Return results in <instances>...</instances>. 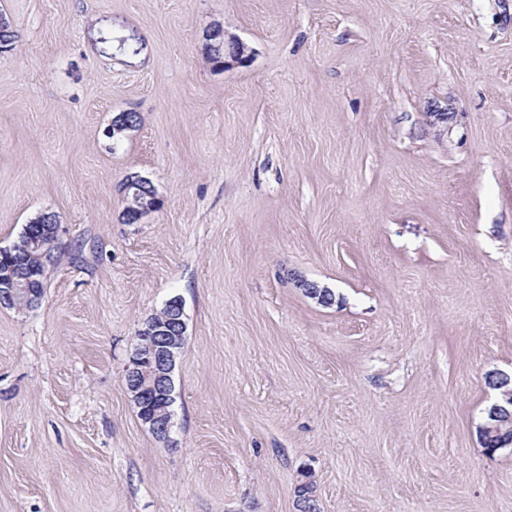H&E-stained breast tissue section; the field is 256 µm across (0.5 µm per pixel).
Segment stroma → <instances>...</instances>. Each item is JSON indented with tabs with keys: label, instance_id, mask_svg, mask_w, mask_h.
Here are the masks:
<instances>
[{
	"label": "stroma",
	"instance_id": "1",
	"mask_svg": "<svg viewBox=\"0 0 512 512\" xmlns=\"http://www.w3.org/2000/svg\"><path fill=\"white\" fill-rule=\"evenodd\" d=\"M0 14V247L60 226L39 304L0 307V512H512L479 438L512 373V0ZM134 175L160 206L130 224ZM175 298L165 443L124 373Z\"/></svg>",
	"mask_w": 512,
	"mask_h": 512
}]
</instances>
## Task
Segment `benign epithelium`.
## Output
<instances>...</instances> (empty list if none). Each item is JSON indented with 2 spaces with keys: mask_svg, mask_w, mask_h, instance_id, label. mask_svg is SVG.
<instances>
[{
  "mask_svg": "<svg viewBox=\"0 0 512 512\" xmlns=\"http://www.w3.org/2000/svg\"><path fill=\"white\" fill-rule=\"evenodd\" d=\"M125 209L136 218L159 205V198L152 183L140 176H130L124 183ZM46 225L45 235L37 239H26V249L39 255H46V248L57 240L59 224L55 216L44 213L39 216ZM41 294L33 287L31 279L13 275L6 271L0 275V301L16 304V308H30L39 303ZM182 304L172 299L166 304L165 312L147 319L138 329L139 342L130 356L125 370L128 392L137 408H142L145 398L152 395L159 399L154 411L142 417V422L155 436L170 441L172 414L170 407L175 400L172 373L175 362L184 347L186 325L180 320ZM512 376L499 374L493 387L501 391L503 401L492 405L487 411L484 431L495 429L498 420L509 414L512 416Z\"/></svg>",
  "mask_w": 512,
  "mask_h": 512,
  "instance_id": "obj_1",
  "label": "benign epithelium"
}]
</instances>
